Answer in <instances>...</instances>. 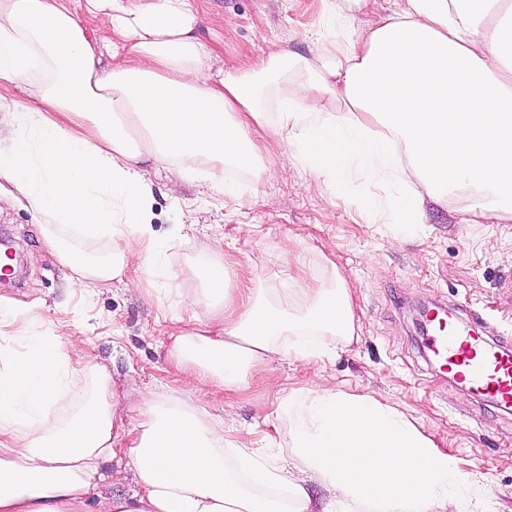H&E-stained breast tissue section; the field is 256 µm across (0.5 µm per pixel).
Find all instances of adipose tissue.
Listing matches in <instances>:
<instances>
[{
    "label": "adipose tissue",
    "instance_id": "1",
    "mask_svg": "<svg viewBox=\"0 0 512 512\" xmlns=\"http://www.w3.org/2000/svg\"><path fill=\"white\" fill-rule=\"evenodd\" d=\"M106 4L112 38L94 44L64 0H0V80L31 104L0 97V194L45 223L58 260L86 288L130 267L159 268L144 156L235 196L229 170L271 181L259 141L274 135L315 177L348 188L352 175L410 180L358 209L383 224H421L426 202H461L462 219L512 217V0H323L309 56L270 52L213 76L193 0ZM110 236L101 258L71 242ZM188 274L204 280L205 327L181 329L169 356L197 381L233 392L270 353L302 361L354 334L351 287L338 273L298 302L287 289L232 295L230 265L209 242ZM64 334L31 336L0 353V512H84L116 454L111 375L73 368ZM276 457L228 444L193 401L146 400L123 453L136 491L106 512H466L468 482L398 407L326 384L294 390ZM328 484L314 503L306 478Z\"/></svg>",
    "mask_w": 512,
    "mask_h": 512
}]
</instances>
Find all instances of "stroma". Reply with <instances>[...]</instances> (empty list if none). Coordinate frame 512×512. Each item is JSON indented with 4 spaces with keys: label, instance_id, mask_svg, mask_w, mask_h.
<instances>
[{
    "label": "stroma",
    "instance_id": "obj_1",
    "mask_svg": "<svg viewBox=\"0 0 512 512\" xmlns=\"http://www.w3.org/2000/svg\"><path fill=\"white\" fill-rule=\"evenodd\" d=\"M197 6L215 73L280 49L309 55L306 33L323 14L322 0H197ZM265 158L283 178L254 183L240 176L232 199L155 162L142 163L159 260L181 270L195 256V241L216 237L234 262L236 290L252 280L277 288L290 277L317 288L337 270L352 287L355 332L337 341L335 354L317 363L275 354L262 378L245 388L198 396L168 351L172 336L202 310L199 282L180 278L166 286L145 277L137 291L124 280L71 287L42 222L7 194L0 196V234L11 239L17 259L12 286L0 284V346L21 354L32 332L75 336L71 363L102 365L111 374L122 447L144 402L157 393L200 400L223 419L225 439L268 453L288 431L278 413L282 394L324 379L347 393H372L413 418L474 482L469 512H512V411L471 398L437 368L415 324L419 306L441 303L456 321L477 319L489 337L512 340V219L463 224L452 202L428 205L421 224H377L352 197H381L383 187L361 178L343 194L300 168L275 139L267 140ZM286 248L287 264L280 259ZM106 468L111 477L90 496L87 512H102L106 501L136 489L124 455Z\"/></svg>",
    "mask_w": 512,
    "mask_h": 512
}]
</instances>
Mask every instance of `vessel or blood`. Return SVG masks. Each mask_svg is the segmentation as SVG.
<instances>
[{
  "mask_svg": "<svg viewBox=\"0 0 512 512\" xmlns=\"http://www.w3.org/2000/svg\"><path fill=\"white\" fill-rule=\"evenodd\" d=\"M431 352L475 396L512 408V344L488 341L475 328H432Z\"/></svg>",
  "mask_w": 512,
  "mask_h": 512,
  "instance_id": "obj_1",
  "label": "vessel or blood"
}]
</instances>
